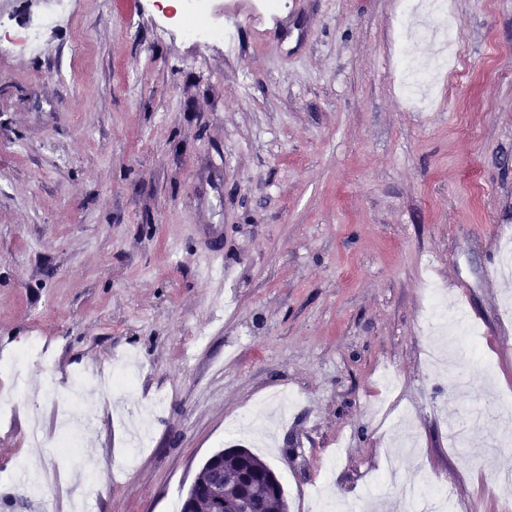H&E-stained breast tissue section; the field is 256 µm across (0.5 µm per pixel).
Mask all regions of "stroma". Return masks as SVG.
<instances>
[{"mask_svg": "<svg viewBox=\"0 0 512 512\" xmlns=\"http://www.w3.org/2000/svg\"><path fill=\"white\" fill-rule=\"evenodd\" d=\"M239 46L201 47L156 0H72L39 54L0 45V357L68 383L127 368L134 395L86 442L119 471L91 512H180L213 453L275 472L288 512H398L385 464L447 486V512H512V447L483 409L512 402V0H446L459 47L426 106L402 51L437 56L440 21L404 0H214ZM431 29L426 42L417 27ZM479 332L471 393L427 366V285ZM297 394L286 417L255 414ZM164 396L157 420L130 410ZM0 381V512L33 412Z\"/></svg>", "mask_w": 512, "mask_h": 512, "instance_id": "stroma-1", "label": "stroma"}]
</instances>
